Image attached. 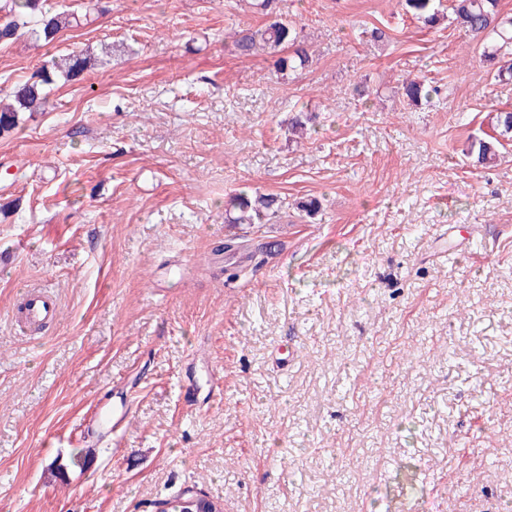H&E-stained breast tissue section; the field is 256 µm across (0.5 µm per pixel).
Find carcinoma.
<instances>
[{"instance_id":"carcinoma-1","label":"carcinoma","mask_w":512,"mask_h":512,"mask_svg":"<svg viewBox=\"0 0 512 512\" xmlns=\"http://www.w3.org/2000/svg\"><path fill=\"white\" fill-rule=\"evenodd\" d=\"M47 0H0V45L10 44L25 34L49 44L65 28L71 26L75 16L67 11L46 8ZM436 0H401L405 9L428 27H435L444 19ZM499 0H450V19L477 40L492 41L483 52L484 63L499 77L512 78V66L500 65V58L512 56V17H504L498 9ZM259 9L267 20L259 27L234 32L232 52L239 57H250L258 52L275 56L274 66L284 73L309 67L312 63L303 46L295 22L288 19L278 0H260ZM102 65L100 57L89 51L72 52L53 57L43 65L40 73L15 87L0 99V134L19 127L24 114L42 111L49 103V87L61 77L77 80L86 72ZM403 95L413 102L429 99L437 89L421 81L404 80ZM499 136H488L472 141L466 155L473 156L480 165H487L499 156V137L512 133V111H501L497 116ZM228 224H259L267 216L282 208L281 200L270 194L249 197L238 194L228 203ZM165 512H213L216 503L209 497L193 498L178 491L160 499Z\"/></svg>"}]
</instances>
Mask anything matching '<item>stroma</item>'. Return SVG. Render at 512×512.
I'll list each match as a JSON object with an SVG mask.
<instances>
[{"label":"stroma","instance_id":"35a3bbf8","mask_svg":"<svg viewBox=\"0 0 512 512\" xmlns=\"http://www.w3.org/2000/svg\"><path fill=\"white\" fill-rule=\"evenodd\" d=\"M50 4L76 26L1 45L0 90L112 53L0 135V512L187 487L224 512H512V139L464 155L512 110L484 44L399 0H288L313 63L283 75L224 43L262 24L251 0ZM239 193L284 207L225 223ZM35 284L59 317L29 335ZM112 405L117 447L88 424ZM499 146H502L499 138L488 136L472 141L465 150L466 155L474 156L480 165H487L499 156Z\"/></svg>","mask_w":512,"mask_h":512}]
</instances>
